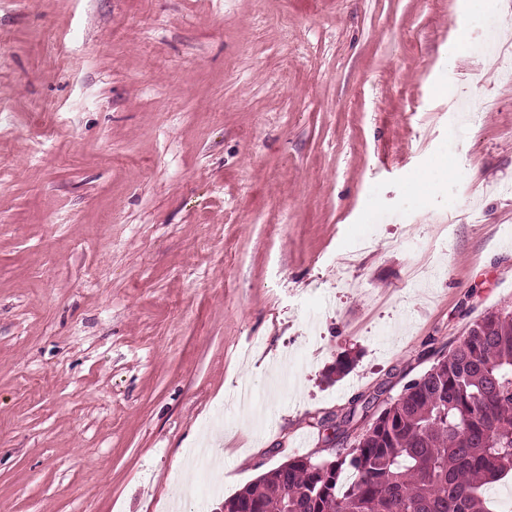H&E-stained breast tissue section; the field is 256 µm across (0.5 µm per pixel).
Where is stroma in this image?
I'll list each match as a JSON object with an SVG mask.
<instances>
[{"instance_id":"obj_1","label":"stroma","mask_w":512,"mask_h":512,"mask_svg":"<svg viewBox=\"0 0 512 512\" xmlns=\"http://www.w3.org/2000/svg\"><path fill=\"white\" fill-rule=\"evenodd\" d=\"M505 26L0 0V512H220L512 305Z\"/></svg>"}]
</instances>
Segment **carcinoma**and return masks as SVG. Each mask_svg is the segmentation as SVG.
I'll list each match as a JSON object with an SVG mask.
<instances>
[{
	"label": "carcinoma",
	"mask_w": 512,
	"mask_h": 512,
	"mask_svg": "<svg viewBox=\"0 0 512 512\" xmlns=\"http://www.w3.org/2000/svg\"><path fill=\"white\" fill-rule=\"evenodd\" d=\"M512 475V306L471 324L349 448L293 458L224 499V512H496Z\"/></svg>",
	"instance_id": "cac0c4a2"
}]
</instances>
